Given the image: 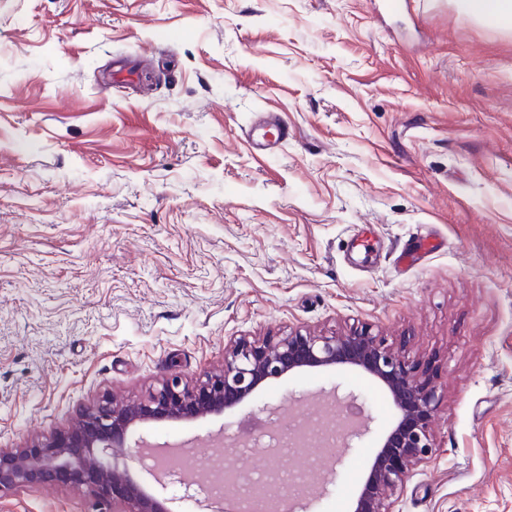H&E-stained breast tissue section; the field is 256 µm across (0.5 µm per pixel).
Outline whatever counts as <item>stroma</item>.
Wrapping results in <instances>:
<instances>
[{
	"instance_id": "35a3bbf8",
	"label": "stroma",
	"mask_w": 512,
	"mask_h": 512,
	"mask_svg": "<svg viewBox=\"0 0 512 512\" xmlns=\"http://www.w3.org/2000/svg\"><path fill=\"white\" fill-rule=\"evenodd\" d=\"M276 113L290 136L255 152ZM436 243L399 267L403 244ZM367 328L427 366L436 455L392 512H512V32L454 0H0V448L102 394L219 368L239 338ZM354 392L368 433L317 453L228 455L245 404L143 425L183 444L112 459L168 512L222 501L185 457L298 469L312 512H348L396 409L351 369L267 384L276 416ZM81 489L0 512H92ZM247 134L252 147L265 154L272 152L290 136L288 128L281 125L273 113H268L255 121Z\"/></svg>"
}]
</instances>
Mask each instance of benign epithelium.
<instances>
[{
	"label": "benign epithelium",
	"mask_w": 512,
	"mask_h": 512,
	"mask_svg": "<svg viewBox=\"0 0 512 512\" xmlns=\"http://www.w3.org/2000/svg\"><path fill=\"white\" fill-rule=\"evenodd\" d=\"M335 367L370 377L398 409L352 504V512H389L388 493L430 462L436 451L429 424L440 397L426 373L366 328L331 336L297 331L253 341L241 338L224 350L221 369L203 379L189 381L174 373L147 396L126 402L103 395L51 438L0 448V493L61 483L87 490L112 505V512H167L162 501L134 481L128 468L112 462V448L132 442L137 454L144 444L140 428L150 421L218 414L252 400L268 381L310 368ZM340 408L358 410L346 419L348 448L350 440L364 436L368 427L357 396L349 395Z\"/></svg>",
	"instance_id": "1"
}]
</instances>
